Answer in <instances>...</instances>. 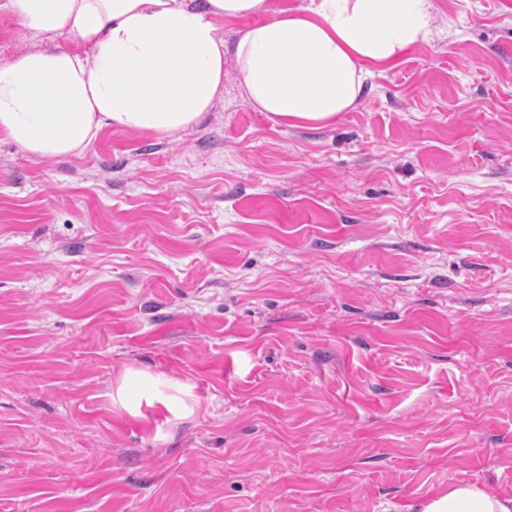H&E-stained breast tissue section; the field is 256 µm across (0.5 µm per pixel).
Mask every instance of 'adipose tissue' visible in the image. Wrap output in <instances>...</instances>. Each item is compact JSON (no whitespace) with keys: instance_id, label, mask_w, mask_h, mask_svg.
Masks as SVG:
<instances>
[{"instance_id":"obj_1","label":"adipose tissue","mask_w":512,"mask_h":512,"mask_svg":"<svg viewBox=\"0 0 512 512\" xmlns=\"http://www.w3.org/2000/svg\"><path fill=\"white\" fill-rule=\"evenodd\" d=\"M0 10L79 45L0 64V141L39 157L81 154L106 128L188 129L222 93L228 53L256 111L286 126L331 124L368 79L428 42L441 17L436 0H309L272 12L266 0H0ZM256 14L261 22L226 45L219 21ZM188 393L181 381L129 371L112 401L133 416L147 405L178 418ZM422 512H512V498L454 485Z\"/></svg>"}]
</instances>
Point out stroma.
Instances as JSON below:
<instances>
[{
    "label": "stroma",
    "instance_id": "stroma-1",
    "mask_svg": "<svg viewBox=\"0 0 512 512\" xmlns=\"http://www.w3.org/2000/svg\"><path fill=\"white\" fill-rule=\"evenodd\" d=\"M322 128L0 142V512H420L512 496V0ZM75 48L0 13V63ZM192 413L113 405L126 370ZM132 382H147L148 386L143 391V396L138 402H133L129 391ZM189 395L188 386L172 378L163 375H153L140 371H127L117 381L115 389L112 388V403L119 404L132 416H140L142 399L147 406H160L174 418L181 417L191 411L183 400V396ZM512 498L493 496L473 485H453L421 512H511Z\"/></svg>",
    "mask_w": 512,
    "mask_h": 512
}]
</instances>
